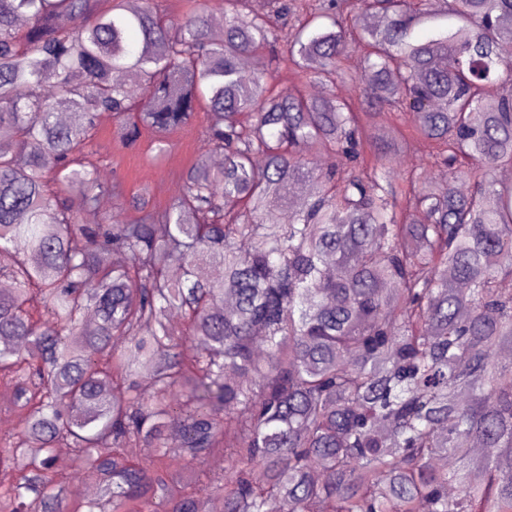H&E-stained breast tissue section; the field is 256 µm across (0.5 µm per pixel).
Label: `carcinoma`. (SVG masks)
I'll return each mask as SVG.
<instances>
[{
	"instance_id": "1",
	"label": "carcinoma",
	"mask_w": 512,
	"mask_h": 512,
	"mask_svg": "<svg viewBox=\"0 0 512 512\" xmlns=\"http://www.w3.org/2000/svg\"><path fill=\"white\" fill-rule=\"evenodd\" d=\"M222 10L218 29L204 6L0 0V384L23 424L0 437V512H199L202 456L233 470L205 486L224 512H512V361L493 358L512 344V0ZM438 17L456 23L412 41ZM352 43L365 110L275 86L346 77ZM403 108L407 130L367 123ZM197 112L205 149L168 206L140 192L134 220L78 223L122 195L88 159L99 116L162 156ZM419 140L428 167L395 177ZM289 183L304 203L285 223ZM139 445L151 466L125 458ZM68 446L96 498L55 474Z\"/></svg>"
}]
</instances>
